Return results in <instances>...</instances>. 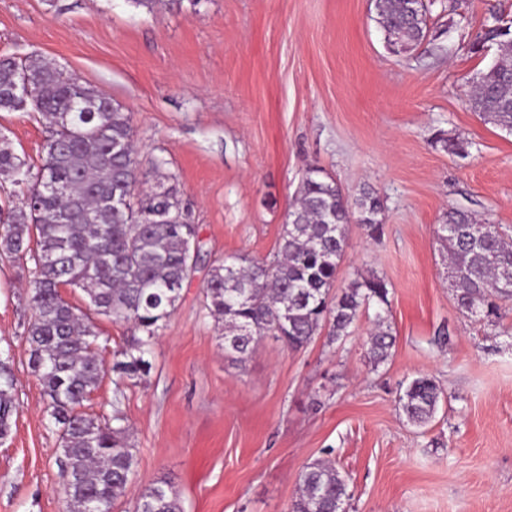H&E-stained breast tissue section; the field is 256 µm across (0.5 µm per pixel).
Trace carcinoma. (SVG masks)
Segmentation results:
<instances>
[{
  "mask_svg": "<svg viewBox=\"0 0 512 512\" xmlns=\"http://www.w3.org/2000/svg\"><path fill=\"white\" fill-rule=\"evenodd\" d=\"M376 20L388 45L408 52L427 37L422 0H375ZM494 46L498 58L473 79L471 109L512 133V22L487 18L470 41L479 53ZM26 78L32 94L17 89ZM38 113L49 136L35 169L0 137V177L26 190V201L4 213L0 256L29 257L35 264L34 311L26 329L29 366L40 381L47 409L59 430L70 483L67 512H85L93 500L105 512L126 495L135 461L129 426L115 407L112 420L78 411L101 384L94 317L129 323L141 335L113 352L116 396L152 368L147 355L174 313L183 285L196 269L191 241L197 227L172 188L143 192L131 113L90 85L75 89L71 74L37 56H0V111ZM357 216L365 234L384 235L383 203L364 189L346 199L319 168L306 172L297 205L283 225L278 250L262 261L229 256L212 265L205 308L224 333V353L242 363L259 338L271 333L299 350L323 329L332 341L353 334L361 313L375 309L367 341L378 369L393 355L390 289L377 275L352 280L333 294L347 246L348 222ZM437 235L448 250L458 309L494 323L501 303L512 300V240L497 224H478L461 209L448 211ZM236 269L233 277L225 266ZM79 288L86 308L72 305L61 289ZM14 379L0 362V440L11 433ZM443 390L428 375L413 378L399 397L407 421L424 427L435 417ZM351 497L347 475L333 459H317L299 477L290 512H336ZM134 512H183L170 480L153 482Z\"/></svg>",
  "mask_w": 512,
  "mask_h": 512,
  "instance_id": "obj_1",
  "label": "carcinoma"
}]
</instances>
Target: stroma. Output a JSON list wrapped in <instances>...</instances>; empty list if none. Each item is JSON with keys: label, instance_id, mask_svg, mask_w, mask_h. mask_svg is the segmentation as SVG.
<instances>
[{"label": "stroma", "instance_id": "1", "mask_svg": "<svg viewBox=\"0 0 512 512\" xmlns=\"http://www.w3.org/2000/svg\"><path fill=\"white\" fill-rule=\"evenodd\" d=\"M425 3L427 38L394 55L374 0H0V55L52 59L122 105L148 186L162 161L198 227L197 270L120 406L136 464L114 512H132L161 477L184 512H288L301 472L328 452L350 478L348 512H512V301L494 324L462 314L436 234L452 207L512 233V134L467 102L468 79L495 57L470 40L489 13L512 18V0ZM0 133L41 165L38 114L0 112ZM314 166L348 200L369 187L384 205L381 240L349 224L336 281L389 284L395 346L376 370L372 313L343 342L321 334L295 351L263 337L240 364L204 307L215 260L277 249ZM34 271L0 261V360L16 406L0 512H66L58 428L28 365ZM420 374L445 393L423 429L398 407Z\"/></svg>", "mask_w": 512, "mask_h": 512}]
</instances>
